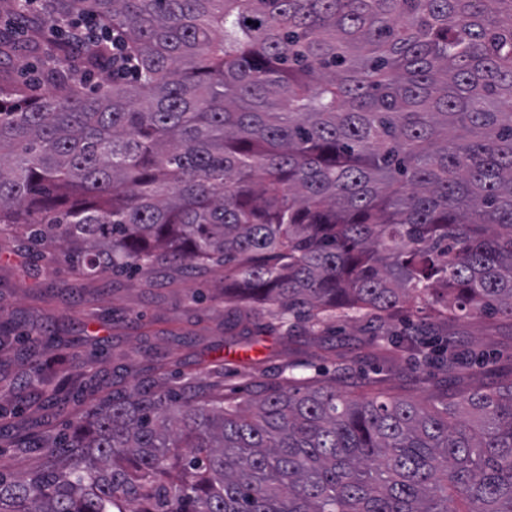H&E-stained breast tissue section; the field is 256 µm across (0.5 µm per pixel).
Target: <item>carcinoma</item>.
I'll return each instance as SVG.
<instances>
[{"mask_svg":"<svg viewBox=\"0 0 512 512\" xmlns=\"http://www.w3.org/2000/svg\"><path fill=\"white\" fill-rule=\"evenodd\" d=\"M43 10L121 29L139 75L87 94L58 69L25 104L0 81L1 233L90 273L222 267L225 297L291 328L416 299L512 321V0ZM19 49L0 29V58ZM41 449V471H0V512H512V380L439 407L158 381Z\"/></svg>","mask_w":512,"mask_h":512,"instance_id":"cac0c4a2","label":"carcinoma"}]
</instances>
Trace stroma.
<instances>
[{
    "mask_svg": "<svg viewBox=\"0 0 512 512\" xmlns=\"http://www.w3.org/2000/svg\"><path fill=\"white\" fill-rule=\"evenodd\" d=\"M48 65L20 52L0 74L31 97L48 88ZM24 337L0 347V392L24 388L37 365L67 400L51 409L31 408L25 432L33 440L62 433L76 418L141 384L172 381L185 392L245 401L289 378L335 381L350 398L377 394L438 403L469 391H491L512 379V321L491 317L436 321L431 309L404 313L371 329L367 320L326 319L288 330L266 311L231 312L224 301V272L192 276L168 267L151 273H87L81 259L46 262L0 236V319ZM414 335L451 334L463 361H477L457 378L423 364L392 341ZM12 419L0 420V466L17 476L41 469L34 448L14 445Z\"/></svg>",
    "mask_w": 512,
    "mask_h": 512,
    "instance_id": "35a3bbf8",
    "label": "stroma"
}]
</instances>
